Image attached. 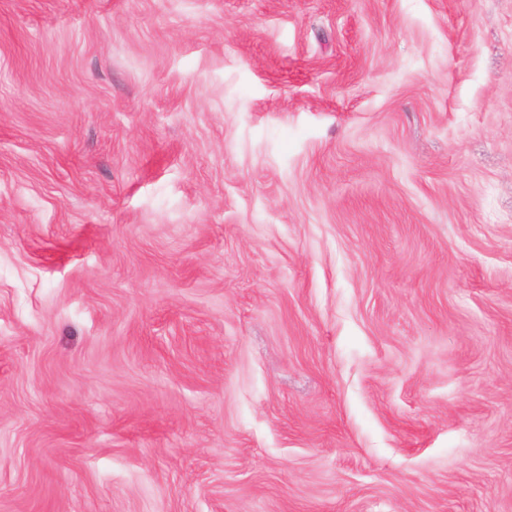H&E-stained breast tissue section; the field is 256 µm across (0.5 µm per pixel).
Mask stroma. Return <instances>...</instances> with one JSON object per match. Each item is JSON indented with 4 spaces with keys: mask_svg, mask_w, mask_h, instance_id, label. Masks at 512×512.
I'll return each instance as SVG.
<instances>
[{
    "mask_svg": "<svg viewBox=\"0 0 512 512\" xmlns=\"http://www.w3.org/2000/svg\"><path fill=\"white\" fill-rule=\"evenodd\" d=\"M0 512H512V0H0Z\"/></svg>",
    "mask_w": 512,
    "mask_h": 512,
    "instance_id": "obj_1",
    "label": "stroma"
}]
</instances>
